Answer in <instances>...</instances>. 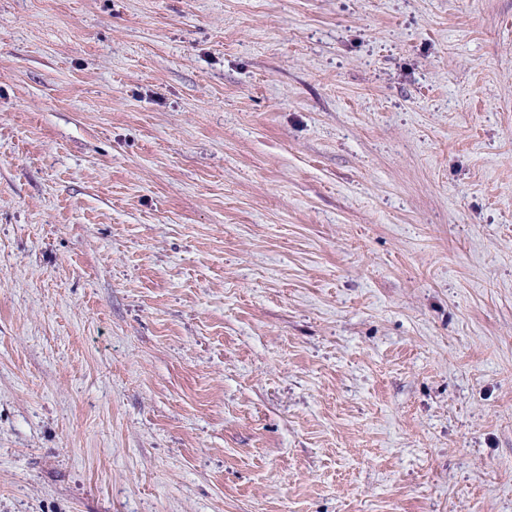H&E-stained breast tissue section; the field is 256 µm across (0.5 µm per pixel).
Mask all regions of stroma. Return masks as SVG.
<instances>
[{"label": "stroma", "instance_id": "stroma-1", "mask_svg": "<svg viewBox=\"0 0 512 512\" xmlns=\"http://www.w3.org/2000/svg\"><path fill=\"white\" fill-rule=\"evenodd\" d=\"M0 512H512V0H0Z\"/></svg>", "mask_w": 512, "mask_h": 512}]
</instances>
